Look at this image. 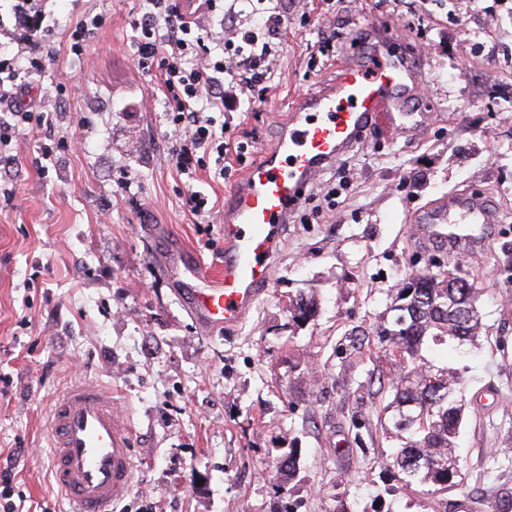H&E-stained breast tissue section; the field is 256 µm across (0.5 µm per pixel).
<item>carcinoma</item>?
I'll list each match as a JSON object with an SVG mask.
<instances>
[{
	"instance_id": "cac0c4a2",
	"label": "carcinoma",
	"mask_w": 512,
	"mask_h": 512,
	"mask_svg": "<svg viewBox=\"0 0 512 512\" xmlns=\"http://www.w3.org/2000/svg\"><path fill=\"white\" fill-rule=\"evenodd\" d=\"M409 280L417 287L398 289L391 318L377 326L383 351L402 367L388 384L392 401L385 407L403 438L391 466L405 484L423 482L440 491L462 484L456 439L463 378L455 369L432 364L424 350L448 342L462 348L476 340L482 330L479 289L466 276L423 268L413 270ZM289 308L298 321L316 314L314 304L302 297Z\"/></svg>"
}]
</instances>
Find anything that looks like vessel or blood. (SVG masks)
I'll return each instance as SVG.
<instances>
[{
    "label": "vessel or blood",
    "mask_w": 512,
    "mask_h": 512,
    "mask_svg": "<svg viewBox=\"0 0 512 512\" xmlns=\"http://www.w3.org/2000/svg\"><path fill=\"white\" fill-rule=\"evenodd\" d=\"M391 38V31H380L364 57L345 56L334 79L290 103L273 146L230 191L217 270L179 244L163 252L164 274L202 332L240 324L267 292L282 230L320 175L371 128L404 134L423 122L406 101L425 76L416 57L385 52ZM498 221L487 199L467 193L441 196L413 218L422 245L437 241L459 252L474 242L475 227ZM49 445L54 481L70 512H112L128 496L135 474L133 430L110 391L86 381L71 385L53 405Z\"/></svg>",
    "instance_id": "b4317fda"
}]
</instances>
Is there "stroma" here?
<instances>
[{
    "mask_svg": "<svg viewBox=\"0 0 512 512\" xmlns=\"http://www.w3.org/2000/svg\"><path fill=\"white\" fill-rule=\"evenodd\" d=\"M138 10L49 0L54 60L23 81L31 101L52 97L50 119L0 156V462L17 454L16 493L66 512L49 409L88 380L112 390L134 431L135 479L115 512H512V0H287L269 88L228 134L250 140L248 160L273 143L293 96L333 76L315 50L331 27L339 53L401 33L422 56L429 83L415 106L428 120L399 137L372 129L321 175L284 229L272 288L213 335L163 277L166 238L149 227L220 262L243 168L231 151L230 178L197 172L212 209H183L160 80L132 61ZM98 14L99 36L70 52L76 21ZM341 170L350 186L325 205ZM453 192L489 199L499 223L461 254L421 248L414 215ZM433 260L474 278L484 314L468 357H433L461 373L466 403L465 485L435 495L385 464L399 441L379 382L399 368L373 334L406 275ZM301 291L317 303L303 323L288 310ZM292 450L296 471H278Z\"/></svg>",
    "mask_w": 512,
    "mask_h": 512,
    "instance_id": "stroma-1",
    "label": "stroma"
}]
</instances>
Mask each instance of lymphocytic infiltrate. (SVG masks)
Returning <instances> with one entry per match:
<instances>
[{
  "instance_id": "f902f5d3",
  "label": "lymphocytic infiltrate",
  "mask_w": 512,
  "mask_h": 512,
  "mask_svg": "<svg viewBox=\"0 0 512 512\" xmlns=\"http://www.w3.org/2000/svg\"><path fill=\"white\" fill-rule=\"evenodd\" d=\"M29 3L15 0L22 23L16 52H0V99L18 102L10 118H0V153L20 128L44 122L42 112L20 104L21 74L44 71L54 58L35 37L44 16L29 10ZM285 9V0H200L188 13L181 0H141L133 21L134 59L142 73L162 80L177 173L191 178L212 163L219 176L228 175L224 136L230 126L217 117L243 111L250 93L266 91ZM217 22L223 30H214Z\"/></svg>"
}]
</instances>
